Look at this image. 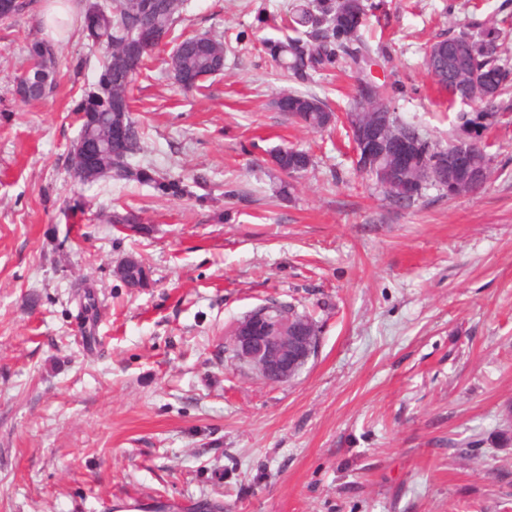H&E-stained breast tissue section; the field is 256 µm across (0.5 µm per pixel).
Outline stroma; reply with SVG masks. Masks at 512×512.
<instances>
[{
	"instance_id": "stroma-1",
	"label": "stroma",
	"mask_w": 512,
	"mask_h": 512,
	"mask_svg": "<svg viewBox=\"0 0 512 512\" xmlns=\"http://www.w3.org/2000/svg\"><path fill=\"white\" fill-rule=\"evenodd\" d=\"M28 2L0 20V512H118L129 495L171 512H512V440L498 436L512 431V0H364L371 76L443 145L485 106L438 92L428 46L502 33L488 182L408 205L356 169L344 121L314 131L278 111L300 91L340 116L368 76L341 62L287 76L266 44L303 0H187L133 83L135 161L183 196L73 182V101L100 57L81 35L87 0L52 33L49 0ZM195 33L223 40L224 70L187 91L169 62ZM36 39L58 48L59 86L27 103L14 80ZM287 146L306 171L274 165ZM130 256L147 287L117 275ZM271 302L319 336L284 384L231 349ZM273 158L279 170L286 174L304 171L311 164V159L308 154L292 148L277 149Z\"/></svg>"
}]
</instances>
